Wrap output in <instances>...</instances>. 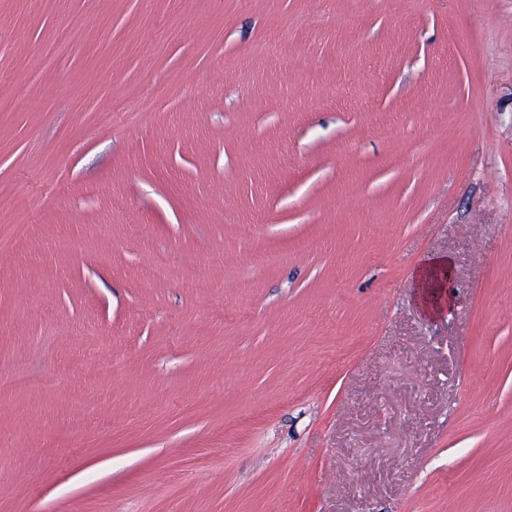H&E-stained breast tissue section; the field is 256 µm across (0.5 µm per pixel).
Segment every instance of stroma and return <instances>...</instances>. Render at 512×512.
I'll use <instances>...</instances> for the list:
<instances>
[{"label":"stroma","instance_id":"35a3bbf8","mask_svg":"<svg viewBox=\"0 0 512 512\" xmlns=\"http://www.w3.org/2000/svg\"><path fill=\"white\" fill-rule=\"evenodd\" d=\"M19 222L0 512H512V0H0ZM448 271V277L452 276L451 261L446 256H432L427 258L414 275L415 297L420 305L431 315L438 314L442 310L443 292L440 284L441 273ZM41 379L19 376L13 373L0 375V394L4 397L25 394L31 388L39 385Z\"/></svg>","mask_w":512,"mask_h":512}]
</instances>
